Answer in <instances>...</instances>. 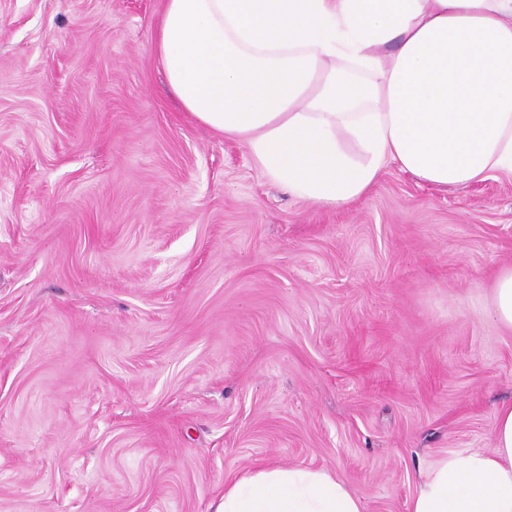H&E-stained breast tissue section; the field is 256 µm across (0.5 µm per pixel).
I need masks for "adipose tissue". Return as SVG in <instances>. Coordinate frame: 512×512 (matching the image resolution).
Instances as JSON below:
<instances>
[{"instance_id":"obj_1","label":"adipose tissue","mask_w":512,"mask_h":512,"mask_svg":"<svg viewBox=\"0 0 512 512\" xmlns=\"http://www.w3.org/2000/svg\"><path fill=\"white\" fill-rule=\"evenodd\" d=\"M153 50L184 110L299 199L346 206L390 164L441 189L512 178V0H166ZM214 512L365 505L327 470L267 465ZM408 512H512V404L492 450L419 469Z\"/></svg>"}]
</instances>
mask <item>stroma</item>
I'll return each instance as SVG.
<instances>
[{
  "mask_svg": "<svg viewBox=\"0 0 512 512\" xmlns=\"http://www.w3.org/2000/svg\"><path fill=\"white\" fill-rule=\"evenodd\" d=\"M163 4L0 0V512H212L265 464L407 512L512 402V180L296 198L181 108ZM490 316L499 325L512 330V269L502 270L496 279Z\"/></svg>",
  "mask_w": 512,
  "mask_h": 512,
  "instance_id": "obj_1",
  "label": "stroma"
}]
</instances>
